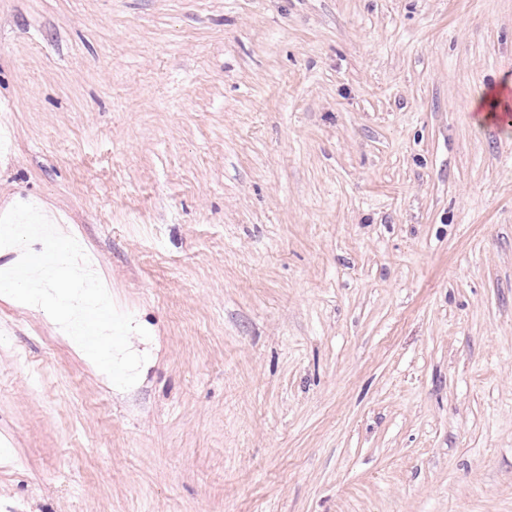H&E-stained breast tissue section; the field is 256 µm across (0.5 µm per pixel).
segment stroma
<instances>
[{
    "mask_svg": "<svg viewBox=\"0 0 512 512\" xmlns=\"http://www.w3.org/2000/svg\"><path fill=\"white\" fill-rule=\"evenodd\" d=\"M512 0H0V214L149 338L0 295V512H512Z\"/></svg>",
    "mask_w": 512,
    "mask_h": 512,
    "instance_id": "1",
    "label": "stroma"
}]
</instances>
